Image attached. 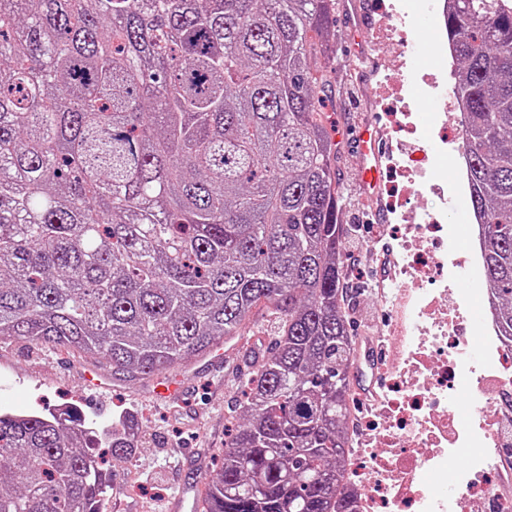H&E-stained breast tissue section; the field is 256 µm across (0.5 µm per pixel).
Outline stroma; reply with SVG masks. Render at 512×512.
Segmentation results:
<instances>
[{"instance_id": "35a3bbf8", "label": "stroma", "mask_w": 512, "mask_h": 512, "mask_svg": "<svg viewBox=\"0 0 512 512\" xmlns=\"http://www.w3.org/2000/svg\"><path fill=\"white\" fill-rule=\"evenodd\" d=\"M355 13L346 7L336 12V45L329 55L314 59L317 67H337L336 94L327 106L329 121L337 128L341 143L340 174L350 191L351 201L344 213V224L362 223L358 246L348 248L347 261L358 294L348 308L355 335L389 331L399 323L398 308L383 302L377 288L371 287L369 253L377 244L398 243L399 196L396 185L401 177L391 163H384L385 178L379 198H371L360 185L363 159L354 145V132L366 118L391 130L395 103L381 92L385 77L401 75L406 86L418 84L421 73L402 72L390 44L366 36L363 47L378 66L366 78H359L353 67ZM386 213L384 223L372 224V209ZM273 316L256 311L238 342L225 354L226 364L213 370L212 355H204L170 370V377L184 385L182 404L162 405L152 398L158 377L127 378L111 376L108 388L90 391L85 384L89 371L106 369L104 360L78 355L50 346H37L20 340L0 342V411L77 407L86 424H104L113 417L130 413L137 417L143 443L131 461L115 467L118 488L100 503L99 512H168L167 506L180 491L204 490L212 470L220 465L219 452L228 438L227 422L239 408L241 382L258 349L274 343Z\"/></svg>"}]
</instances>
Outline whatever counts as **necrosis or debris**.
<instances>
[{
  "mask_svg": "<svg viewBox=\"0 0 512 512\" xmlns=\"http://www.w3.org/2000/svg\"><path fill=\"white\" fill-rule=\"evenodd\" d=\"M446 7L445 0L434 6L439 23L433 65L423 80L427 93L441 101L437 125L452 127L458 140L461 124L448 120V33L440 23ZM421 11L420 0L400 6L386 0L380 7L379 34L400 59L412 55ZM460 186L459 173L434 176L426 191L439 206L400 214L405 232L397 287L404 321L392 338L394 393L374 419L379 438L367 451L371 474H361L354 463L347 467L341 495L354 512H473L483 497L491 499L493 512H512V469L504 468L501 453L512 435V339L501 335L489 293L474 307L453 301L460 293L456 269L478 267V225L465 228L466 253L455 257L448 249L443 204L449 189ZM476 321L484 342L478 359L469 350ZM462 391L482 398L479 419L457 420ZM454 457L464 458V466H449Z\"/></svg>",
  "mask_w": 512,
  "mask_h": 512,
  "instance_id": "necrosis-or-debris-1",
  "label": "necrosis or debris"
}]
</instances>
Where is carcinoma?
Returning a JSON list of instances; mask_svg holds the SVG:
<instances>
[{"label":"carcinoma","mask_w":512,"mask_h":512,"mask_svg":"<svg viewBox=\"0 0 512 512\" xmlns=\"http://www.w3.org/2000/svg\"><path fill=\"white\" fill-rule=\"evenodd\" d=\"M336 0H0V340L161 374L278 338L202 512H349L339 143L323 120ZM470 206L512 337V0H450ZM139 424L0 413V512H99Z\"/></svg>","instance_id":"1"}]
</instances>
